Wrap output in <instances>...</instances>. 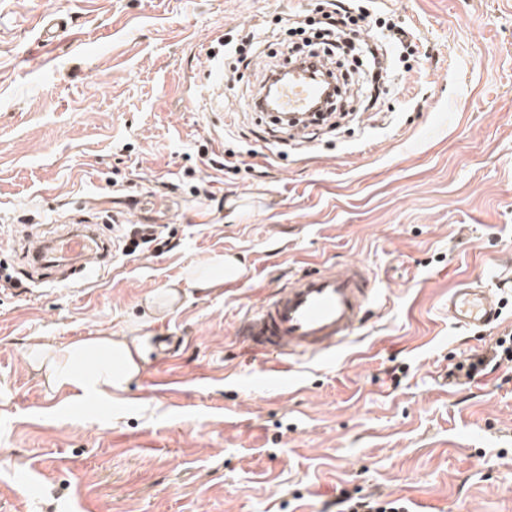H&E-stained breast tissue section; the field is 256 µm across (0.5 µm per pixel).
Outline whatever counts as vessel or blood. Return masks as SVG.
<instances>
[{
	"label": "vessel or blood",
	"instance_id": "b4317fda",
	"mask_svg": "<svg viewBox=\"0 0 512 512\" xmlns=\"http://www.w3.org/2000/svg\"><path fill=\"white\" fill-rule=\"evenodd\" d=\"M66 26L62 11L46 12L41 24L44 42L53 43ZM316 94V87L308 82L292 83L279 90L274 106L280 112L297 114L306 110ZM50 248L71 259L89 254L101 260L107 257L103 239L91 229L59 233L49 246L35 243L29 257L34 264H41ZM508 289H512V271L507 269L492 288L478 278L466 281L450 292L448 317L461 328L491 326L502 314L498 294ZM375 295L374 279L362 263L310 271L291 279L250 308L241 323V333L260 353L283 358L327 357L335 354L362 325Z\"/></svg>",
	"mask_w": 512,
	"mask_h": 512
}]
</instances>
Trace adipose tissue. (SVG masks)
<instances>
[{
    "label": "adipose tissue",
    "instance_id": "adipose-tissue-1",
    "mask_svg": "<svg viewBox=\"0 0 512 512\" xmlns=\"http://www.w3.org/2000/svg\"><path fill=\"white\" fill-rule=\"evenodd\" d=\"M142 345L136 336H94L66 344H35L32 368L51 390H66L76 402L111 399L139 373Z\"/></svg>",
    "mask_w": 512,
    "mask_h": 512
}]
</instances>
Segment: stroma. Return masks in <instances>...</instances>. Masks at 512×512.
I'll return each mask as SVG.
<instances>
[{"instance_id": "stroma-1", "label": "stroma", "mask_w": 512, "mask_h": 512, "mask_svg": "<svg viewBox=\"0 0 512 512\" xmlns=\"http://www.w3.org/2000/svg\"><path fill=\"white\" fill-rule=\"evenodd\" d=\"M365 5L417 53L394 52L379 111L294 137L251 107L270 54L233 71L218 41L322 0H0V267L29 283L0 289V512H336L344 489L512 512V372L448 376L512 332V294L491 328L448 318L453 288L512 263V0ZM52 9L68 26L47 45ZM204 182L214 199L192 194ZM147 192L174 205L172 250L29 271L21 220L111 238ZM225 253L244 279L196 288ZM353 261L380 295L335 359L240 340L288 279ZM171 288L178 305L152 312ZM110 334L145 360L109 402H71L27 361L38 340Z\"/></svg>"}]
</instances>
